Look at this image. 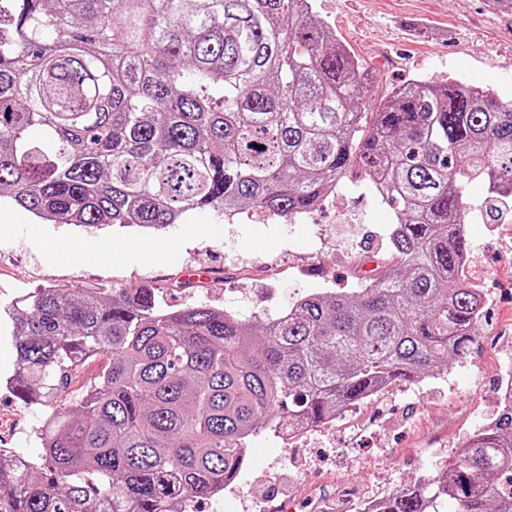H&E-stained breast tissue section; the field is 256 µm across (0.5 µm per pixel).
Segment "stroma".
Wrapping results in <instances>:
<instances>
[{"instance_id": "35a3bbf8", "label": "stroma", "mask_w": 512, "mask_h": 512, "mask_svg": "<svg viewBox=\"0 0 512 512\" xmlns=\"http://www.w3.org/2000/svg\"><path fill=\"white\" fill-rule=\"evenodd\" d=\"M337 37L373 66L365 95L410 79L491 86L512 101V10L488 0H314ZM393 211L343 178L321 209L304 215L225 218L203 208L157 232L75 228L37 221L0 201V304L43 288H89L102 297L149 285L169 306L206 304L267 320L306 294L361 287L372 259L388 254ZM465 234L486 273L488 317L471 354L440 374L399 382L333 421L282 444L263 430L250 437L233 487L242 500L295 512H360L367 499L440 475L473 431L498 408L497 382L512 370V239L502 224L476 221ZM209 270L195 288L185 268ZM52 413L0 390V448L40 457L36 430Z\"/></svg>"}]
</instances>
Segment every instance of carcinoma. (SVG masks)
I'll return each instance as SVG.
<instances>
[{"mask_svg": "<svg viewBox=\"0 0 512 512\" xmlns=\"http://www.w3.org/2000/svg\"><path fill=\"white\" fill-rule=\"evenodd\" d=\"M368 77L312 0H0V198L34 217L162 230L203 207L303 215L353 173L396 218L363 288L261 327L149 287L0 306L10 393L60 407L27 470L0 453V512H185L237 479L254 433L323 424L469 353L487 300L464 278V224L512 203V105L412 79L367 130ZM95 360L72 412L63 397ZM448 501L512 512V394L442 476L378 512Z\"/></svg>", "mask_w": 512, "mask_h": 512, "instance_id": "obj_1", "label": "carcinoma"}]
</instances>
